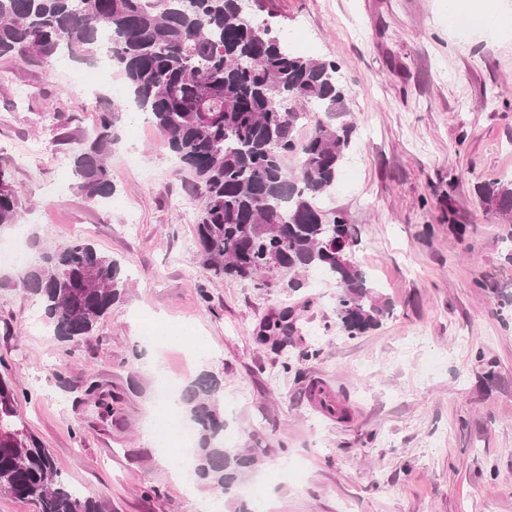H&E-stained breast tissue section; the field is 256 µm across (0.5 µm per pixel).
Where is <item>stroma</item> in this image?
<instances>
[{
  "label": "stroma",
  "instance_id": "obj_1",
  "mask_svg": "<svg viewBox=\"0 0 512 512\" xmlns=\"http://www.w3.org/2000/svg\"><path fill=\"white\" fill-rule=\"evenodd\" d=\"M305 57L331 59L345 91L336 124L356 133L328 210L361 232L352 258L387 305L375 330L350 337L336 284L275 272L267 288L209 274L194 224L200 203L143 112L127 114L108 160L110 202L77 193L66 165L123 86L90 62L0 57V164L18 192V225L34 254L83 238L119 259L127 299L67 348L36 295L0 267V373L11 376L28 430L65 481L110 512H199L214 489L185 493L174 456L151 431L158 385L201 371L224 382V419L238 446L266 450L268 512H512V252L477 184L512 178V0H457L503 17L459 37L448 0H250ZM136 152L138 163L126 160ZM465 224L458 239L448 215ZM290 346L258 340L283 308ZM171 337L159 357L150 337ZM314 350L302 360L301 349ZM494 370L495 380L485 378ZM98 385L95 397L86 380ZM337 394L345 419L307 398Z\"/></svg>",
  "mask_w": 512,
  "mask_h": 512
}]
</instances>
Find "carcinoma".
Returning <instances> with one entry per match:
<instances>
[{
	"label": "carcinoma",
	"instance_id": "1",
	"mask_svg": "<svg viewBox=\"0 0 512 512\" xmlns=\"http://www.w3.org/2000/svg\"><path fill=\"white\" fill-rule=\"evenodd\" d=\"M129 97L148 113L181 168L193 175L201 202L195 233L203 265L214 276L270 287L281 268L322 271L336 281V310L350 336L380 323L385 304L353 262L355 225L322 207L335 185L354 126L316 119L295 135L299 110L331 115L344 89L334 60L294 54L268 19L243 0H0V57L36 53L95 58L105 43ZM124 112L99 114L96 134L73 155L74 189L87 199L115 193L107 159L120 141ZM298 166L288 168V159ZM482 207L512 223V179L478 187ZM19 199L12 171L0 166V226L15 224ZM38 296L63 342L91 335L128 295L120 262L73 238L42 253L20 274ZM290 313L270 317L260 336L288 337ZM221 381L204 371L179 403L195 431L194 475L229 493L260 463L248 448L224 440ZM0 494L33 503L38 512H108L62 479L53 456L18 411L11 380L0 376Z\"/></svg>",
	"mask_w": 512,
	"mask_h": 512
}]
</instances>
